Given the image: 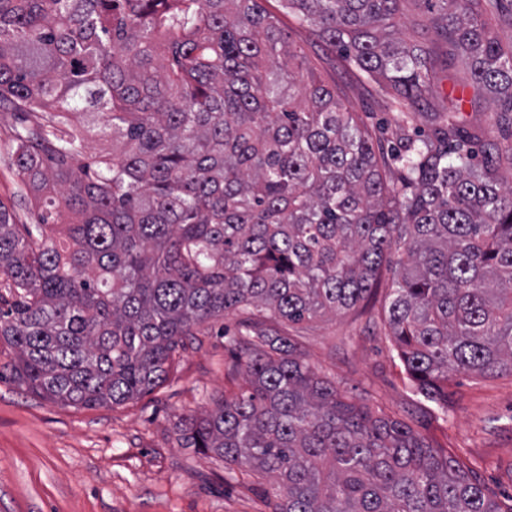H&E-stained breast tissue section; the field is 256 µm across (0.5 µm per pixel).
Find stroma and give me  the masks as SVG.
<instances>
[{
    "label": "stroma",
    "mask_w": 512,
    "mask_h": 512,
    "mask_svg": "<svg viewBox=\"0 0 512 512\" xmlns=\"http://www.w3.org/2000/svg\"><path fill=\"white\" fill-rule=\"evenodd\" d=\"M263 6L287 46L300 51L343 110L363 122L383 171L395 177L391 98L280 0H263ZM433 73L435 90L412 122L418 135L429 132L431 111L444 110L454 96L462 101L465 128L482 127L499 138L500 107L489 100L471 104L462 65L448 69L438 60ZM17 124L14 112L0 109V203L15 223L33 224L37 213L20 200L22 183L9 155ZM393 278V268L383 266L365 309L290 325V336L348 397L447 448L477 471L489 495L512 494V376L454 374L444 410L416 394L383 323ZM236 329L232 316L203 326L202 345L177 354L161 387L121 406L96 408L29 393L11 378L15 352L0 342V512H273V478L245 464L225 465L179 440L181 416L211 409L213 397L242 384L244 360L224 337Z\"/></svg>",
    "instance_id": "obj_1"
}]
</instances>
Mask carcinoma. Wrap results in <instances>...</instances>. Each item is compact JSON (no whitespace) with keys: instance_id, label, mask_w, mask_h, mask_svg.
Listing matches in <instances>:
<instances>
[{"instance_id":"1","label":"carcinoma","mask_w":512,"mask_h":512,"mask_svg":"<svg viewBox=\"0 0 512 512\" xmlns=\"http://www.w3.org/2000/svg\"><path fill=\"white\" fill-rule=\"evenodd\" d=\"M397 105V176L361 121L291 67L261 0H0V107L40 224L0 203V341L13 379L67 406H119L163 385L194 329L238 316V392L180 418L184 446L278 479L275 512H512L456 455L342 394L279 324L345 313L396 259L387 324L418 394L448 411L450 375L512 376V148L461 108L410 131L430 49L401 0H281ZM429 29L474 95L505 107L512 47L491 0H441ZM104 117L112 156L78 163ZM483 162H474L475 146Z\"/></svg>"}]
</instances>
